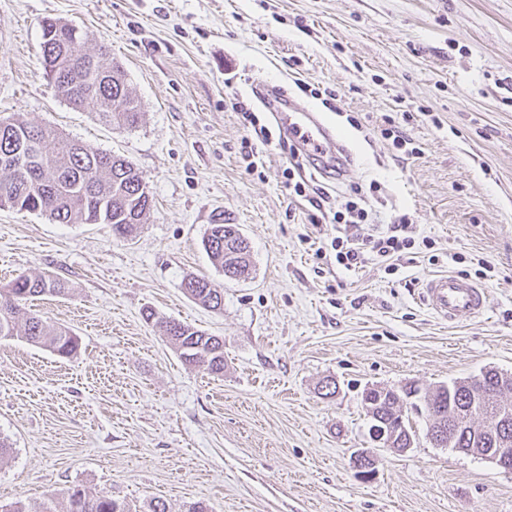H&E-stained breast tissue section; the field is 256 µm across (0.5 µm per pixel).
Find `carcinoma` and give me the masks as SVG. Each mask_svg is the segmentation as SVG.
Segmentation results:
<instances>
[{"label": "carcinoma", "instance_id": "carcinoma-1", "mask_svg": "<svg viewBox=\"0 0 512 512\" xmlns=\"http://www.w3.org/2000/svg\"><path fill=\"white\" fill-rule=\"evenodd\" d=\"M75 27L47 19L42 24L40 43L45 75L56 71L53 85L67 101L84 105L86 95L83 70L70 64L67 41ZM99 60L101 75L92 109L98 120L133 128L141 108L127 89L118 67L109 62L105 49L93 52ZM22 148L30 153L29 167L14 172L0 170V206L20 211L39 212L62 224H109L112 232L127 237L151 208L149 193L140 189L126 159L103 152L85 142L29 122L0 121V153ZM212 264L228 280H237L247 272L251 248L235 224H211L202 240ZM185 293L198 304L212 309L224 308V289L205 277H191L182 283ZM69 282L59 274L35 277L20 275L0 289V337L19 336L32 344L51 348L61 357H69L78 348V339L70 330L54 327L41 318L30 316L19 322L18 302L44 295L64 296ZM156 327L179 351L184 362L205 366L208 373H224V340L174 319L158 320ZM483 392L493 402L506 401L512 392V374L487 370L468 380L439 385L426 395L445 409L448 418L456 415V403ZM393 391H386L379 404L381 417L402 419V431L411 436L415 430L403 407L396 405ZM471 417L451 433L447 447L464 454L474 448H496L498 437L493 425L476 423ZM66 512H129L126 505L105 495H90L73 488L68 492Z\"/></svg>", "mask_w": 512, "mask_h": 512}]
</instances>
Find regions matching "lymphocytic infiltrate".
<instances>
[{"mask_svg":"<svg viewBox=\"0 0 512 512\" xmlns=\"http://www.w3.org/2000/svg\"><path fill=\"white\" fill-rule=\"evenodd\" d=\"M239 113L247 130L241 142V155L247 171L255 174L264 166L263 153L272 142V134L247 106H240ZM300 169L301 164L296 159L286 168L289 191L312 207L313 212L309 216L312 226L328 224L336 230L330 240L316 249V256L322 258L333 254L337 265L349 271L371 261L384 264L386 271H397L405 254L415 246V226L405 214L384 228L374 224L370 200L378 196L380 184L373 182L366 188L351 187L344 202L335 204L324 186L297 178L296 173Z\"/></svg>","mask_w":512,"mask_h":512,"instance_id":"1","label":"lymphocytic infiltrate"}]
</instances>
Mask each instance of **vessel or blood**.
<instances>
[{"mask_svg":"<svg viewBox=\"0 0 512 512\" xmlns=\"http://www.w3.org/2000/svg\"><path fill=\"white\" fill-rule=\"evenodd\" d=\"M278 112L281 125L297 145L318 155H335L337 163L349 160L347 148L336 131L321 117L299 102L280 95ZM425 304L442 319L454 322L462 315H480L487 309L488 291L468 277L441 274L427 280L423 288Z\"/></svg>","mask_w":512,"mask_h":512,"instance_id":"1","label":"vessel or blood"}]
</instances>
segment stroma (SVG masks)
I'll list each match as a JSON object with an SVG mask.
<instances>
[{
  "label": "stroma",
  "mask_w": 512,
  "mask_h": 512,
  "mask_svg": "<svg viewBox=\"0 0 512 512\" xmlns=\"http://www.w3.org/2000/svg\"><path fill=\"white\" fill-rule=\"evenodd\" d=\"M106 47L142 105L137 127L98 121L62 98L39 60L42 23ZM279 86L325 113L352 163L322 178L333 196L378 181L379 223L407 214L412 263L321 271L307 201L282 176L289 147H267L263 176L241 158L242 102L276 129L257 86ZM337 91L334 104L308 94ZM422 153L380 135L384 118ZM359 117L353 128L348 116ZM0 117L57 129L121 156L152 207L132 236L0 208V288L54 271L64 297L20 304L69 327L62 358L0 338V505L37 512L69 489L148 512H512V472L429 438L425 414L407 452L373 447L365 389H426L494 368L512 373V0H0ZM251 246L248 277L215 269L202 238L215 218ZM431 246H424V239ZM497 272L489 308L450 323L425 305L427 278ZM224 289L214 312L181 285ZM224 339V373L185 364L141 312ZM338 391L319 393L323 380ZM374 448L372 474L352 454Z\"/></svg>",
  "instance_id": "35a3bbf8"
}]
</instances>
